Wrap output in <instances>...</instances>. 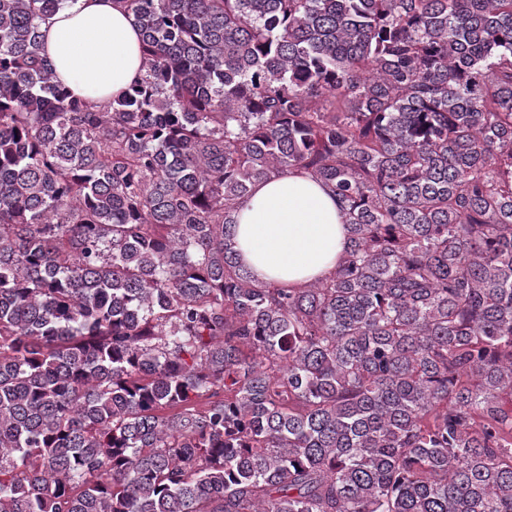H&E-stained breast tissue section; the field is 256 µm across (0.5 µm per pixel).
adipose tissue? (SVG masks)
<instances>
[{
    "mask_svg": "<svg viewBox=\"0 0 512 512\" xmlns=\"http://www.w3.org/2000/svg\"><path fill=\"white\" fill-rule=\"evenodd\" d=\"M41 32L44 56L76 97L120 96L142 74L139 31L118 0H76ZM235 218L234 249L262 281L302 285L324 278L347 246L335 196L305 173L257 183Z\"/></svg>",
    "mask_w": 512,
    "mask_h": 512,
    "instance_id": "obj_1",
    "label": "adipose tissue"
}]
</instances>
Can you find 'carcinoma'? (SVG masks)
<instances>
[{"label":"carcinoma","instance_id":"carcinoma-1","mask_svg":"<svg viewBox=\"0 0 512 512\" xmlns=\"http://www.w3.org/2000/svg\"><path fill=\"white\" fill-rule=\"evenodd\" d=\"M71 97L0 0V512H512V0H119ZM343 205L258 281L253 186ZM235 218L234 250L260 281L302 285L324 278L347 246L336 197L305 173L257 183Z\"/></svg>","mask_w":512,"mask_h":512}]
</instances>
